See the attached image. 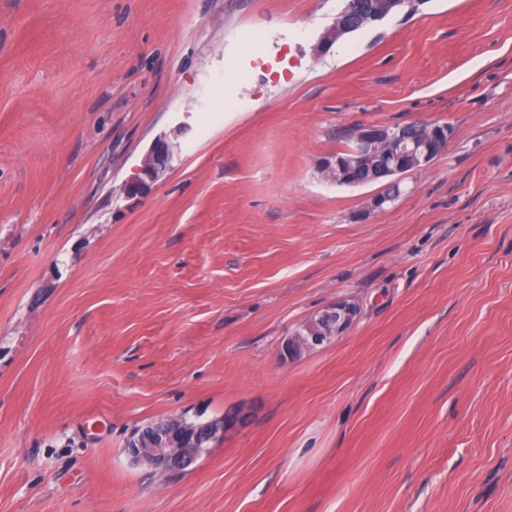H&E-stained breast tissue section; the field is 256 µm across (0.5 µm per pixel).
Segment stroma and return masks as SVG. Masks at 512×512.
Returning a JSON list of instances; mask_svg holds the SVG:
<instances>
[{"label":"stroma","instance_id":"1","mask_svg":"<svg viewBox=\"0 0 512 512\" xmlns=\"http://www.w3.org/2000/svg\"><path fill=\"white\" fill-rule=\"evenodd\" d=\"M344 5L0 0V512H512V0L317 54ZM409 122L452 137L383 209L321 179ZM344 297L348 333L279 360ZM236 406L183 475L126 453ZM176 147L175 143L157 140L144 159L140 176L126 182L124 193L128 196L137 195L148 186V182H155L167 169Z\"/></svg>","mask_w":512,"mask_h":512}]
</instances>
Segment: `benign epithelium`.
Listing matches in <instances>:
<instances>
[{
  "label": "benign epithelium",
  "mask_w": 512,
  "mask_h": 512,
  "mask_svg": "<svg viewBox=\"0 0 512 512\" xmlns=\"http://www.w3.org/2000/svg\"><path fill=\"white\" fill-rule=\"evenodd\" d=\"M420 2L374 0L372 9L368 10L355 0H347L346 7L316 45V53L327 51L344 35L394 15L400 6L407 7V13L411 14ZM451 136L452 129L447 124L411 123L393 128L359 125L352 132L355 147L349 155L324 156L318 161L317 170L325 180L336 185L352 183L351 174L357 169L370 170L374 180L381 182L427 168L447 148ZM175 148L174 143L157 140L144 159L140 176L124 185V193L136 195L156 181L167 169ZM359 312L357 304L345 299L322 309L284 338L280 360L296 359L343 335ZM251 417V411L243 406L224 411L218 421L196 426L182 416H173L133 432L127 451L133 462L168 476L190 467L211 445L238 432Z\"/></svg>",
  "instance_id": "benign-epithelium-1"
}]
</instances>
